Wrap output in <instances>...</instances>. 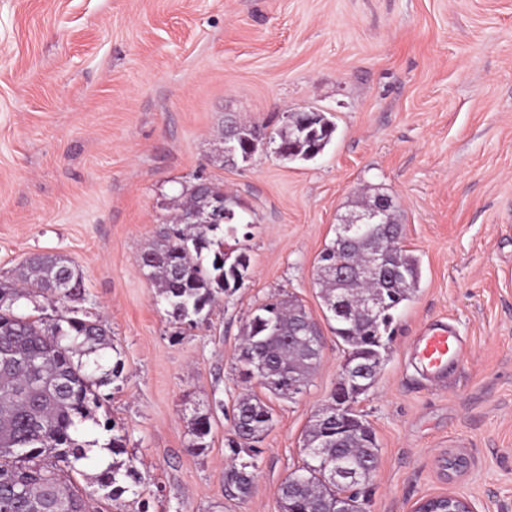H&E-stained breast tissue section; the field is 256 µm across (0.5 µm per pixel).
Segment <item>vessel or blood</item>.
I'll use <instances>...</instances> for the list:
<instances>
[{
    "label": "vessel or blood",
    "mask_w": 512,
    "mask_h": 512,
    "mask_svg": "<svg viewBox=\"0 0 512 512\" xmlns=\"http://www.w3.org/2000/svg\"><path fill=\"white\" fill-rule=\"evenodd\" d=\"M464 347V339L456 326L438 322L417 337L410 348V357L422 373L442 378L457 366Z\"/></svg>",
    "instance_id": "vessel-or-blood-1"
}]
</instances>
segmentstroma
Instances as JSON below:
<instances>
[{
    "label": "stroma",
    "mask_w": 512,
    "mask_h": 512,
    "mask_svg": "<svg viewBox=\"0 0 512 512\" xmlns=\"http://www.w3.org/2000/svg\"><path fill=\"white\" fill-rule=\"evenodd\" d=\"M309 109L336 125L315 159L262 143L223 164L227 119L272 134ZM198 175L241 200L247 235L225 243L250 277L193 328L166 314L137 259ZM375 192L396 203L422 278L355 404L378 444L364 512L447 493L512 512V0H0V279L30 255L66 256L84 274L73 309L112 335L104 363L120 370L82 439L124 435L142 482L97 512H279L346 357L318 256ZM275 294L321 330V361L291 399L240 377L245 322ZM438 321L466 348L434 381L409 352ZM246 392L273 421L257 453L236 454ZM198 408L211 432L194 454ZM248 459L250 494L228 497ZM190 443L188 449L191 452H204L208 448L206 438L211 432L210 413L196 411L188 423Z\"/></svg>",
    "instance_id": "obj_1"
}]
</instances>
